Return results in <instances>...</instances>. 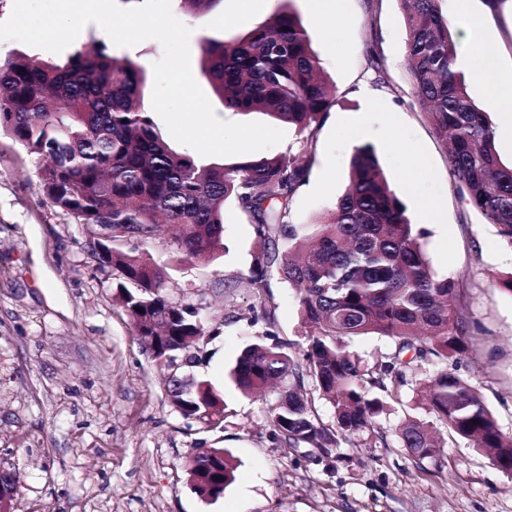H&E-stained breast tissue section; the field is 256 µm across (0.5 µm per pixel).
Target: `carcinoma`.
I'll use <instances>...</instances> for the list:
<instances>
[{
    "mask_svg": "<svg viewBox=\"0 0 512 512\" xmlns=\"http://www.w3.org/2000/svg\"><path fill=\"white\" fill-rule=\"evenodd\" d=\"M202 18L221 0H180ZM281 0L263 22L236 38L205 37L201 70L224 108L262 112L308 139L336 106L307 29ZM406 65L419 107L437 138L450 143L448 168L457 192L512 247V165L498 154L494 126L474 104L460 69V42L440 0H400ZM149 75L137 60L104 41L62 64L25 56L0 57V134L41 162L43 192L60 210L91 227L136 224L151 245L179 228L176 258L208 262L223 254L224 207L236 203L253 219L258 249L247 281L268 276L298 289L306 346L290 353L274 332L248 345L232 379L244 394H270V423L291 448H339L363 433L382 435L384 398L397 400L413 352L432 374L426 391L434 421L408 416L400 447L424 460L443 452L438 427L492 452L493 465L512 473V438L505 437L478 390L448 369L466 352V321L457 281L432 272L422 247L427 231L410 222L374 150L359 146L348 183L334 208L311 224L287 220L290 199L308 179L310 153L274 155L232 166L208 163L173 149L142 106ZM124 281L119 301L140 342L168 377L172 404L212 429L222 427L224 401L208 381L181 390L190 342L212 335L199 308L168 296L169 276L147 251H112ZM381 336L395 350L362 356L353 337ZM326 400V424L315 399ZM223 448H198L188 463L195 492L217 499L234 480Z\"/></svg>",
    "mask_w": 512,
    "mask_h": 512,
    "instance_id": "cac0c4a2",
    "label": "carcinoma"
}]
</instances>
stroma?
Segmentation results:
<instances>
[{"label":"stroma","mask_w":512,"mask_h":512,"mask_svg":"<svg viewBox=\"0 0 512 512\" xmlns=\"http://www.w3.org/2000/svg\"><path fill=\"white\" fill-rule=\"evenodd\" d=\"M277 0H221L206 20L180 0L174 15L192 30L199 61L202 36L242 35L270 15ZM307 28L337 104L312 139L286 127L270 154L307 149L313 165L294 194L292 224H309L333 208L347 185L356 147L372 146L413 223L427 204L441 221L427 227L424 250L437 277L460 283L458 305L469 319L467 351L453 371L479 391L500 429L512 436V293L497 285L512 271V249L494 225L453 190L448 155L415 101L406 70V30L399 0H342L340 13L314 15L292 0ZM461 31L462 70L470 94L493 124L488 60L466 36L456 0H440ZM490 36L501 68H512V0H497ZM376 48L384 73L368 66ZM369 85L373 99L360 88ZM38 163L0 135V469L18 476L12 512H512V474L481 450L448 439L435 460L399 448L405 416L429 419L427 400L405 386L381 420L382 438L360 437L329 451L293 449L274 439L262 400L237 392L229 371L264 331L252 312L275 310L277 340L304 346L293 288L271 276L264 290L246 280L255 247L248 216L224 209L230 251L209 262L174 261L175 245L115 242L125 252L150 251L167 265L172 297L214 319L236 315L204 346L195 369L225 402L224 426L204 429L171 403L164 378L138 340L116 293L120 278L97 259L86 225L54 206L37 178ZM228 449L237 465L222 497L195 493L186 470L199 448Z\"/></svg>","instance_id":"1"}]
</instances>
